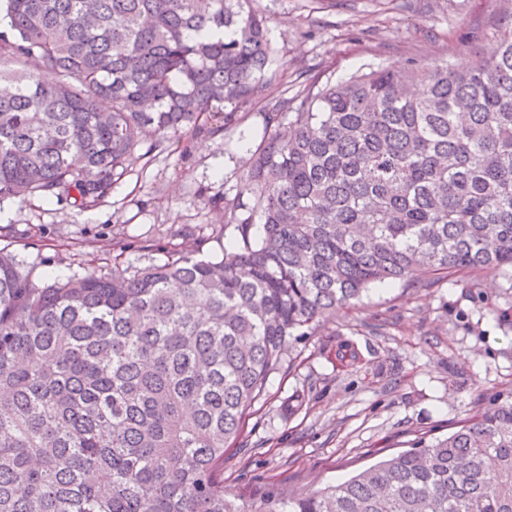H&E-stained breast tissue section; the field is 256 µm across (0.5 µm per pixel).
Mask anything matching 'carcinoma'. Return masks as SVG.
<instances>
[{
    "label": "carcinoma",
    "instance_id": "1",
    "mask_svg": "<svg viewBox=\"0 0 512 512\" xmlns=\"http://www.w3.org/2000/svg\"><path fill=\"white\" fill-rule=\"evenodd\" d=\"M252 2L0 0V201L87 209L143 145L265 103L212 201L221 259L36 281L0 249V512H246L224 448L306 330L412 271L512 266V29L464 70L315 74L269 100ZM263 512H512V402Z\"/></svg>",
    "mask_w": 512,
    "mask_h": 512
}]
</instances>
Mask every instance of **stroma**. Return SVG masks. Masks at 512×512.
Segmentation results:
<instances>
[{"label":"stroma","instance_id":"35a3bbf8","mask_svg":"<svg viewBox=\"0 0 512 512\" xmlns=\"http://www.w3.org/2000/svg\"><path fill=\"white\" fill-rule=\"evenodd\" d=\"M254 7L270 27L273 98L315 73L337 82L413 60L464 68L512 28V0H255ZM262 133L254 107L230 135L181 134L134 163L88 210L0 201V248L36 279L131 272L172 249L222 257L224 213L209 200L236 185ZM342 341L354 344L358 363L337 365ZM511 397L512 267L379 283L293 343L224 454V490L246 512H259L266 491L298 495L342 482Z\"/></svg>","mask_w":512,"mask_h":512}]
</instances>
